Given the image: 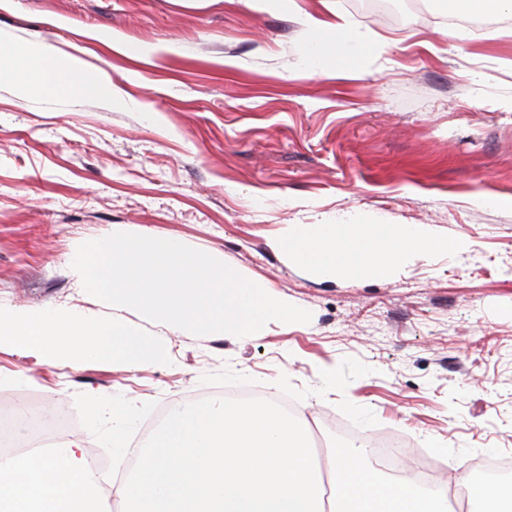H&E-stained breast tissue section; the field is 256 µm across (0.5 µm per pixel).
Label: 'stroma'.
<instances>
[{"instance_id": "1", "label": "stroma", "mask_w": 512, "mask_h": 512, "mask_svg": "<svg viewBox=\"0 0 512 512\" xmlns=\"http://www.w3.org/2000/svg\"><path fill=\"white\" fill-rule=\"evenodd\" d=\"M390 22L360 0H13L0 42L76 55L120 89L45 98L0 81V306L123 318L166 361L62 367L0 349V405L74 397L165 414L249 385L290 394L313 433L394 428L464 468L512 455V35L452 40L442 6ZM347 14L375 43L354 68L303 64L309 14ZM117 39L113 49L108 39ZM427 224L461 242L382 277L327 279L279 245L292 224ZM125 230L177 239L311 312L249 339L171 332L88 294L78 245ZM336 392L318 400L320 364Z\"/></svg>"}]
</instances>
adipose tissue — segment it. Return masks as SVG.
I'll list each match as a JSON object with an SVG mask.
<instances>
[{
	"instance_id": "1",
	"label": "adipose tissue",
	"mask_w": 512,
	"mask_h": 512,
	"mask_svg": "<svg viewBox=\"0 0 512 512\" xmlns=\"http://www.w3.org/2000/svg\"><path fill=\"white\" fill-rule=\"evenodd\" d=\"M315 34L304 63L313 70L353 68L372 45L345 16L309 17ZM82 63H60L46 50L16 54L0 45V74L37 85L42 96L80 100L117 93L100 78L81 75ZM280 246L324 278L353 279L401 267L415 254L458 250L425 224H297L284 232ZM41 354L62 366L95 359L139 368L165 359L162 345L140 336L120 320L101 321L60 308L37 311L0 308V345ZM0 512H101L98 478L81 439L58 448H35L27 455H0Z\"/></svg>"
}]
</instances>
